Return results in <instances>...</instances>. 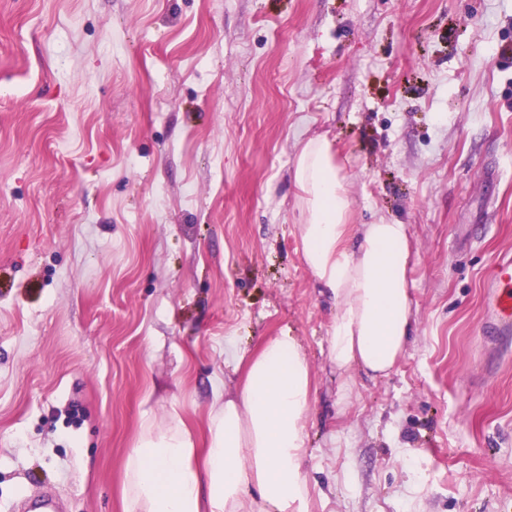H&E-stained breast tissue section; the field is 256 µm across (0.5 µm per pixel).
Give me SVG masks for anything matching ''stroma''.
I'll list each match as a JSON object with an SVG mask.
<instances>
[{
    "label": "stroma",
    "instance_id": "35a3bbf8",
    "mask_svg": "<svg viewBox=\"0 0 512 512\" xmlns=\"http://www.w3.org/2000/svg\"><path fill=\"white\" fill-rule=\"evenodd\" d=\"M406 224L416 322L336 372L293 166ZM512 0H0V512H123L144 414L204 432L224 342L288 331L309 512H512ZM487 298L493 311L500 318L493 322V331L498 336L512 335V259L497 262L488 278Z\"/></svg>",
    "mask_w": 512,
    "mask_h": 512
}]
</instances>
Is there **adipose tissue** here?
I'll use <instances>...</instances> for the list:
<instances>
[{"instance_id":"ef3b65f1","label":"adipose tissue","mask_w":512,"mask_h":512,"mask_svg":"<svg viewBox=\"0 0 512 512\" xmlns=\"http://www.w3.org/2000/svg\"><path fill=\"white\" fill-rule=\"evenodd\" d=\"M294 178L305 216L303 259L336 306L328 359L342 371H391L415 324L405 224H354L347 179L330 142L309 139ZM243 370L235 395L215 379L206 434L171 405L144 417L123 462L124 512H308L303 463L312 401L309 363L283 334L254 352L224 347Z\"/></svg>"}]
</instances>
